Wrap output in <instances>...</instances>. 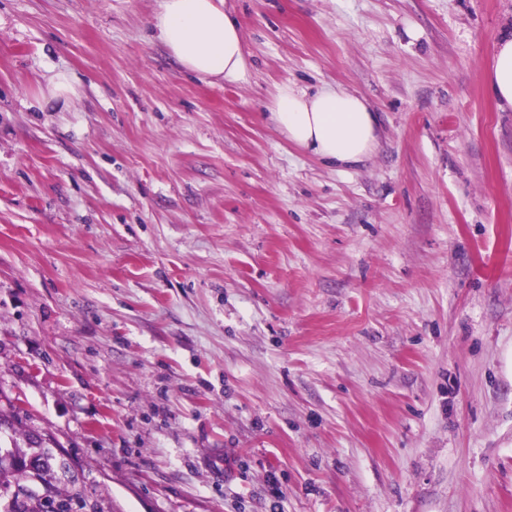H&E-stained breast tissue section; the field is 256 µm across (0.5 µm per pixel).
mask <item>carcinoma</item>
<instances>
[{
	"label": "carcinoma",
	"instance_id": "1",
	"mask_svg": "<svg viewBox=\"0 0 512 512\" xmlns=\"http://www.w3.org/2000/svg\"><path fill=\"white\" fill-rule=\"evenodd\" d=\"M28 448L7 454L0 452V494H11L8 501L0 499V512H71L72 494L56 483V457L50 440L35 432H24Z\"/></svg>",
	"mask_w": 512,
	"mask_h": 512
}]
</instances>
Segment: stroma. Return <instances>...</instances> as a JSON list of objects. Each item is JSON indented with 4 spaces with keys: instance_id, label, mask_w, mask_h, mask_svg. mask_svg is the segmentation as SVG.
<instances>
[{
    "instance_id": "1",
    "label": "stroma",
    "mask_w": 512,
    "mask_h": 512,
    "mask_svg": "<svg viewBox=\"0 0 512 512\" xmlns=\"http://www.w3.org/2000/svg\"><path fill=\"white\" fill-rule=\"evenodd\" d=\"M160 6L0 0V410L73 512H512V0H224L236 83ZM284 81L376 153L288 143ZM489 79L499 107L512 109V33L499 38ZM75 79L66 72H58L49 78L48 94L50 98L70 100L76 94ZM268 109L288 143L341 170L365 163L379 146L377 112L340 86L310 90L283 82L271 94Z\"/></svg>"
}]
</instances>
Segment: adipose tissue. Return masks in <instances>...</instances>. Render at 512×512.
Segmentation results:
<instances>
[{"instance_id":"adipose-tissue-1","label":"adipose tissue","mask_w":512,"mask_h":512,"mask_svg":"<svg viewBox=\"0 0 512 512\" xmlns=\"http://www.w3.org/2000/svg\"><path fill=\"white\" fill-rule=\"evenodd\" d=\"M156 26L170 54L188 72L228 83L245 79L242 38L224 0H162ZM489 79L500 107L512 109V33L499 38ZM268 109L288 143L339 169L365 163L379 146L376 112L342 87L310 90L287 81L275 87Z\"/></svg>"}]
</instances>
